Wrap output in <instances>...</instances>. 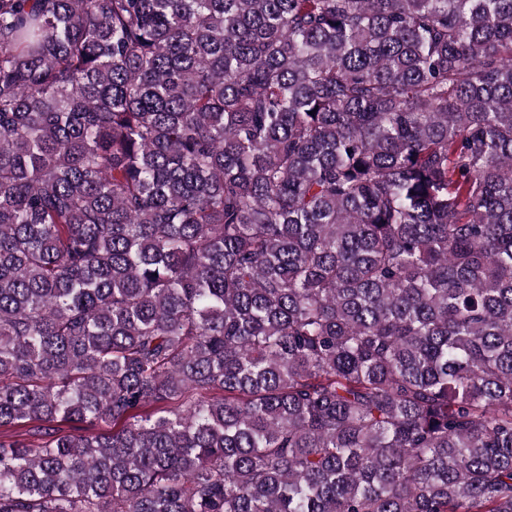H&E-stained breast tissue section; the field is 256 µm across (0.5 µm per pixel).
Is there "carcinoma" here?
<instances>
[{"instance_id":"carcinoma-1","label":"carcinoma","mask_w":512,"mask_h":512,"mask_svg":"<svg viewBox=\"0 0 512 512\" xmlns=\"http://www.w3.org/2000/svg\"><path fill=\"white\" fill-rule=\"evenodd\" d=\"M0 512H512V0H0Z\"/></svg>"}]
</instances>
